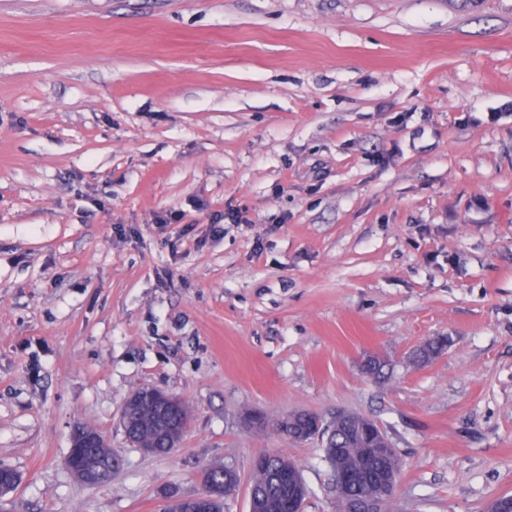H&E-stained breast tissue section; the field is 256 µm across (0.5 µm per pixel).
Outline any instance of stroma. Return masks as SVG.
I'll list each match as a JSON object with an SVG mask.
<instances>
[{"mask_svg":"<svg viewBox=\"0 0 512 512\" xmlns=\"http://www.w3.org/2000/svg\"><path fill=\"white\" fill-rule=\"evenodd\" d=\"M302 410L381 426L394 512L512 495V0H0V512H162L259 454L336 512L320 441L246 422ZM165 404V405H177V400L172 395L156 390L153 388L141 389L131 394L125 401L121 414V424L125 430L128 426L129 420L130 425L126 431V438L134 441L146 440L150 445H154V448H150V445L139 443L136 444L143 451L151 454H156L155 448H159L158 454H167L174 448L167 447L165 441L160 440L155 431L150 430L146 425L138 426L136 412L132 413L129 418V413L133 410L142 412L153 404ZM73 448H83L79 450L73 458L75 465H80L84 462L90 454L91 449H94V458L103 457V461L112 466L106 468L103 466L91 467H74L67 460L66 465L71 473L79 481L85 484H101L107 482L112 477V474L119 466L116 465V460H113L116 452L107 449V441L105 435L96 429L84 428V430H75L72 438ZM113 460V462H112Z\"/></svg>","mask_w":512,"mask_h":512,"instance_id":"1","label":"stroma"}]
</instances>
